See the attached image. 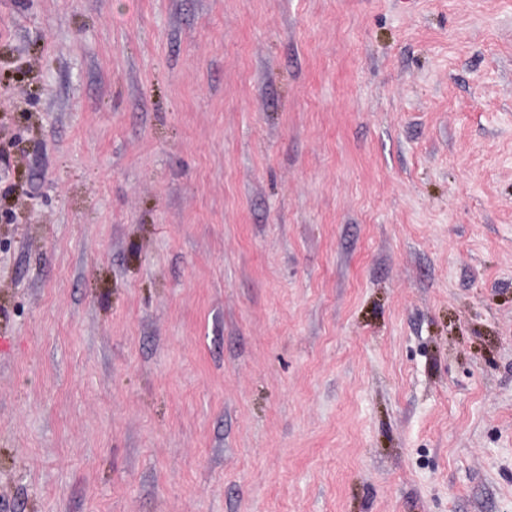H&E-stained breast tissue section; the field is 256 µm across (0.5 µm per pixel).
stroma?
Wrapping results in <instances>:
<instances>
[{
  "mask_svg": "<svg viewBox=\"0 0 512 512\" xmlns=\"http://www.w3.org/2000/svg\"><path fill=\"white\" fill-rule=\"evenodd\" d=\"M0 512H512V0H0Z\"/></svg>",
  "mask_w": 512,
  "mask_h": 512,
  "instance_id": "35a3bbf8",
  "label": "stroma"
}]
</instances>
